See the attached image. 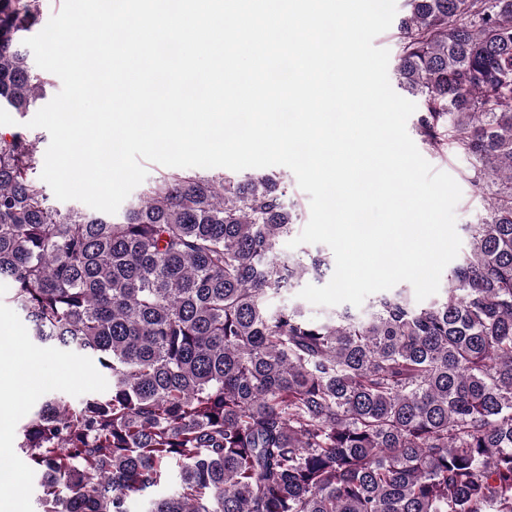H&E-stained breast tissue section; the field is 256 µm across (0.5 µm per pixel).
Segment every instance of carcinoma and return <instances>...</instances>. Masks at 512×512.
Wrapping results in <instances>:
<instances>
[{
    "label": "carcinoma",
    "instance_id": "carcinoma-1",
    "mask_svg": "<svg viewBox=\"0 0 512 512\" xmlns=\"http://www.w3.org/2000/svg\"><path fill=\"white\" fill-rule=\"evenodd\" d=\"M45 0H0V108L48 78L22 41ZM399 84L429 149L489 177L490 217L445 297L399 289L323 321L271 296L328 268L284 259L281 184L175 168L123 214L60 209L37 138L0 130V282L32 348L94 358L110 390L22 427L41 512H512V0H405Z\"/></svg>",
    "mask_w": 512,
    "mask_h": 512
}]
</instances>
